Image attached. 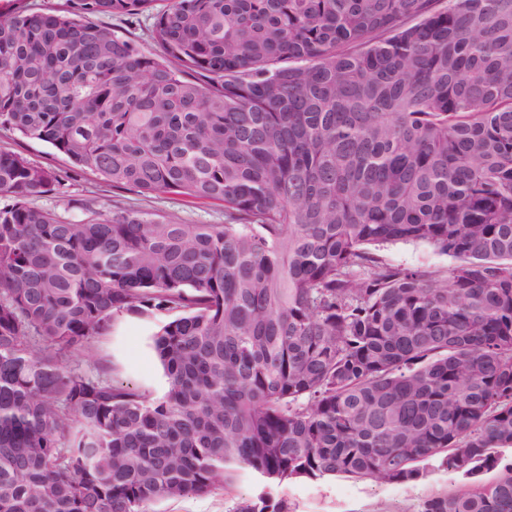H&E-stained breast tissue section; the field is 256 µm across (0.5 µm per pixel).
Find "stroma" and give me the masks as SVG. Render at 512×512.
Listing matches in <instances>:
<instances>
[{
	"mask_svg": "<svg viewBox=\"0 0 512 512\" xmlns=\"http://www.w3.org/2000/svg\"><path fill=\"white\" fill-rule=\"evenodd\" d=\"M0 149L22 153L32 163L51 168L61 177L55 192L34 198L36 207L51 210L72 219L85 218L88 212L108 216L115 210H134L175 218L183 224H220L224 208L218 204L191 203L167 194L145 196L132 190L113 188L111 183L92 172L81 170L49 143L31 140L0 128ZM383 260L407 267H428L447 270L450 257L430 248L410 243L381 247ZM158 320L124 317L110 333L97 337L94 345L97 358L107 360L113 377L162 397L168 388L165 371L152 348ZM462 475L444 470L428 469L416 482L400 485L356 479L344 475L318 480L297 479L281 486L269 487L259 474L239 470L233 473L225 488L205 495H192L163 500L151 505V512H233L237 503L257 499L270 491L285 499L295 512H376L379 505H388L392 512H419L423 500L460 488Z\"/></svg>",
	"mask_w": 512,
	"mask_h": 512,
	"instance_id": "obj_1",
	"label": "stroma"
}]
</instances>
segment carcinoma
<instances>
[{"label":"carcinoma","mask_w":512,"mask_h":512,"mask_svg":"<svg viewBox=\"0 0 512 512\" xmlns=\"http://www.w3.org/2000/svg\"><path fill=\"white\" fill-rule=\"evenodd\" d=\"M158 2L0 15V127L224 206L70 220L30 203L56 171L0 151V512L424 462L467 483L419 512H512V0ZM100 14L153 18V50ZM125 315L168 316L161 398L72 366ZM377 253L387 263L407 267H428L445 271L454 263L446 255L437 254L423 245L410 243L388 244L381 247Z\"/></svg>","instance_id":"cac0c4a2"}]
</instances>
